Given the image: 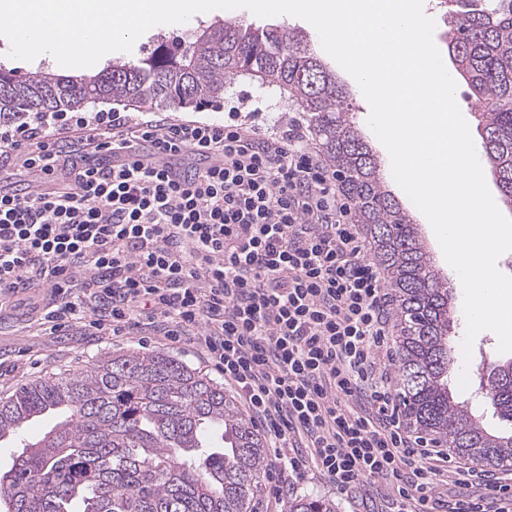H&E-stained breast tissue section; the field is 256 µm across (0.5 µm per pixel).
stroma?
I'll return each instance as SVG.
<instances>
[{
    "label": "stroma",
    "mask_w": 512,
    "mask_h": 512,
    "mask_svg": "<svg viewBox=\"0 0 512 512\" xmlns=\"http://www.w3.org/2000/svg\"><path fill=\"white\" fill-rule=\"evenodd\" d=\"M221 17L240 19L256 27L275 24L295 29L305 37L312 46H319L320 39L316 30L306 21L280 15L267 20L254 16L245 9L224 11ZM219 15L207 12L195 18L188 27L171 26L142 35L125 58L130 62L150 53L163 41L184 42L190 40L195 28H203L215 22ZM337 76L347 85L355 113L357 127L362 136L369 141L382 168H389L390 161L386 148L377 139L367 124L370 107L357 82L344 70L337 69ZM97 111H120L130 121L162 119L169 123L201 121L224 123L229 117H236L238 122L261 128L265 132L281 134L287 131L303 136L308 148H315L316 143L309 136L301 112L289 99L287 93L275 87L262 85L248 76L235 78L224 94V103L218 107L204 109L173 110L147 105L142 108L118 109L113 103H100ZM17 297H0V397L11 395L21 384L34 379L63 374L85 367L97 357L112 352H147L165 353L186 363L190 367L209 376L215 382H223L224 377L214 367L205 363L197 354L179 348L162 337L147 335L136 336H89L84 330L73 329L65 336H48L38 324L28 323L16 309ZM464 314L456 312L451 325L450 336L453 341V355L457 360L454 371L448 377V386L458 401L468 404L479 415L487 430L496 433L512 431V422L499 417L489 399L483 398L478 391L480 381L486 380L489 372L511 356L499 353L497 337L486 332L477 336L472 347L469 363H462L461 351L464 339ZM469 377L468 388H460V374ZM275 478L270 470H263L259 479L258 491L252 501V512H286L288 500L303 496H317L335 502L339 512H373L375 505L371 499L363 496L347 497L335 491L326 482L319 479H306L293 482L281 494V502L269 499L268 490Z\"/></svg>",
    "instance_id": "obj_1"
}]
</instances>
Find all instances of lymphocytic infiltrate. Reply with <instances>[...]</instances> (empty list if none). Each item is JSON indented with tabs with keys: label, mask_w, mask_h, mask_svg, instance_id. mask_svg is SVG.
<instances>
[{
	"label": "lymphocytic infiltrate",
	"mask_w": 512,
	"mask_h": 512,
	"mask_svg": "<svg viewBox=\"0 0 512 512\" xmlns=\"http://www.w3.org/2000/svg\"><path fill=\"white\" fill-rule=\"evenodd\" d=\"M12 153L39 182L0 189V296L22 295L21 316L53 335L149 329L191 347L294 480L312 472L346 496L385 482L378 512H512L499 476L437 498L448 455L405 434L380 360L390 295L335 175L301 140L60 112L0 131ZM187 154L209 163L184 175Z\"/></svg>",
	"instance_id": "1"
}]
</instances>
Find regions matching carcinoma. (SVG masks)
<instances>
[{"mask_svg": "<svg viewBox=\"0 0 512 512\" xmlns=\"http://www.w3.org/2000/svg\"><path fill=\"white\" fill-rule=\"evenodd\" d=\"M448 55L480 112L484 161L512 203V0H448ZM248 75L288 93L387 274L394 299L398 404L415 433L479 465L512 467V433L489 432L448 389L454 309L417 225L385 189L381 164L360 136L348 92L295 30L226 20L188 45H159L139 64L95 74L0 68V123L115 102L185 109L224 102ZM487 392L512 421V378L496 366ZM55 419L0 471V512H250L265 455L251 419L224 387L160 353L105 355L40 377L0 399V444L38 419ZM288 512H338L313 497Z\"/></svg>", "mask_w": 512, "mask_h": 512, "instance_id": "cac0c4a2", "label": "carcinoma"}]
</instances>
